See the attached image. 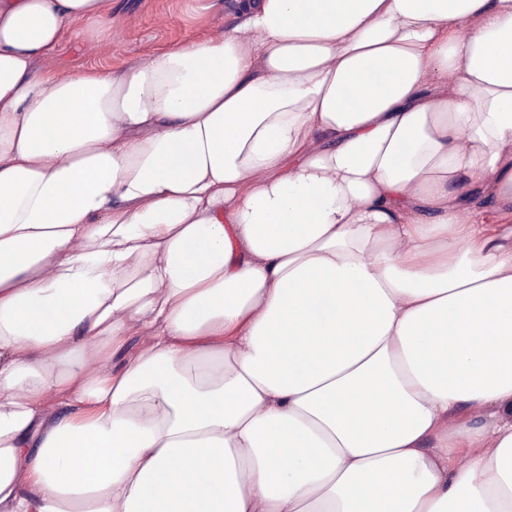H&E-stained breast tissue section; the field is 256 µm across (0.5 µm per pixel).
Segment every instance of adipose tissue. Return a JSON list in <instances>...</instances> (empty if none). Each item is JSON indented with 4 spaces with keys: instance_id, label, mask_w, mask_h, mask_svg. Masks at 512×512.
<instances>
[{
    "instance_id": "obj_1",
    "label": "adipose tissue",
    "mask_w": 512,
    "mask_h": 512,
    "mask_svg": "<svg viewBox=\"0 0 512 512\" xmlns=\"http://www.w3.org/2000/svg\"><path fill=\"white\" fill-rule=\"evenodd\" d=\"M111 29L0 0V512H512V0ZM250 0H231L240 16ZM225 0H112V32L98 40L87 35L60 43L39 68L57 79L70 72L120 70L148 59L173 43L224 34L235 25L234 12H225ZM63 76V77H60Z\"/></svg>"
}]
</instances>
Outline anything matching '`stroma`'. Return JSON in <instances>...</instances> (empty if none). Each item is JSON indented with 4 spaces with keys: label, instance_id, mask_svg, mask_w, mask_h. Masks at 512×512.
<instances>
[{
    "label": "stroma",
    "instance_id": "stroma-1",
    "mask_svg": "<svg viewBox=\"0 0 512 512\" xmlns=\"http://www.w3.org/2000/svg\"><path fill=\"white\" fill-rule=\"evenodd\" d=\"M236 22L225 0H112L109 35L63 41L39 67L56 77L119 70L167 45L221 35Z\"/></svg>",
    "mask_w": 512,
    "mask_h": 512
}]
</instances>
